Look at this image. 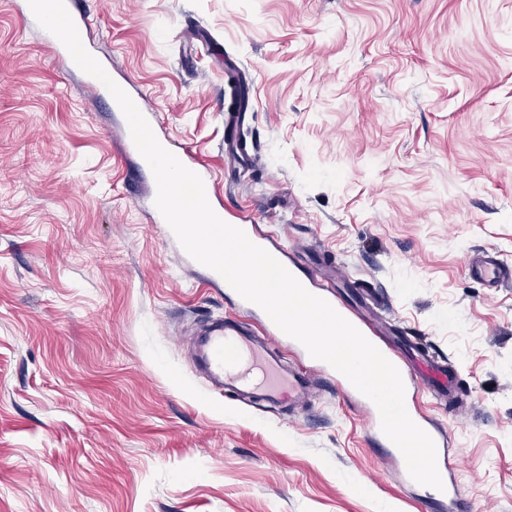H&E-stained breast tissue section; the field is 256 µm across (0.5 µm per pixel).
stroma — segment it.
Returning <instances> with one entry per match:
<instances>
[{"instance_id":"35a3bbf8","label":"stroma","mask_w":512,"mask_h":512,"mask_svg":"<svg viewBox=\"0 0 512 512\" xmlns=\"http://www.w3.org/2000/svg\"><path fill=\"white\" fill-rule=\"evenodd\" d=\"M0 0V512H428L334 388L278 414L217 394L191 353L243 310L154 223L123 113ZM89 52L142 90L218 201L303 271L377 288L401 336L449 360L470 512H512V0H82ZM199 26L205 42L191 38ZM259 162L227 169L226 59ZM470 276L485 288H497L512 283V266L495 253H483L468 260Z\"/></svg>"}]
</instances>
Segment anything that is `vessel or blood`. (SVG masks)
<instances>
[{
    "mask_svg": "<svg viewBox=\"0 0 512 512\" xmlns=\"http://www.w3.org/2000/svg\"><path fill=\"white\" fill-rule=\"evenodd\" d=\"M471 277L484 287L495 288L512 283V266L496 254L483 253L468 261ZM302 285L316 296L329 302L332 307L354 325L398 369L406 390H418L423 381H433L446 390L459 387L456 374L439 365L429 353L403 352L387 338L363 312L325 284L316 285L314 277L302 278ZM264 339H256L233 319L215 321L205 333L195 360L202 365L216 387L225 397L243 394L256 395L272 404L297 405L310 389L306 371L285 367L272 348L273 340L282 338V331L271 319H264ZM366 409L372 437L384 450L385 461L394 467H404L405 460L396 445L388 439L380 427V415L376 405L367 397H360ZM406 409L411 419L433 439L437 449V464L444 487H425L424 496L431 512L445 508L446 512H467L466 501L461 495L458 481L460 460L455 457L443 427L430 416L422 413L413 399H406Z\"/></svg>",
    "mask_w": 512,
    "mask_h": 512,
    "instance_id": "1",
    "label": "vessel or blood"
}]
</instances>
